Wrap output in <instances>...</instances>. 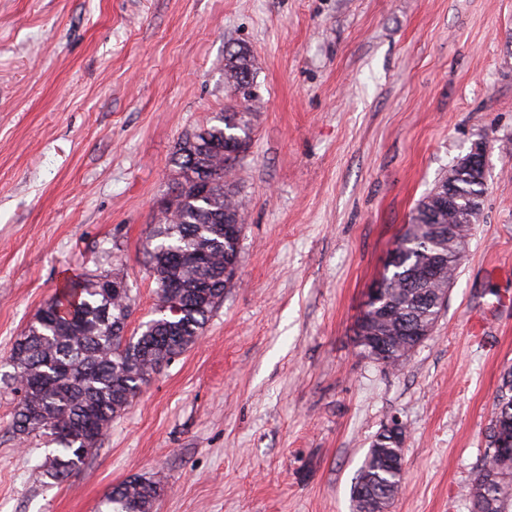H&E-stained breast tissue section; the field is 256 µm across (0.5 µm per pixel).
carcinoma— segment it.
<instances>
[{
  "mask_svg": "<svg viewBox=\"0 0 512 512\" xmlns=\"http://www.w3.org/2000/svg\"><path fill=\"white\" fill-rule=\"evenodd\" d=\"M254 60L243 52L230 55L224 64L225 85L241 92L246 107L224 112L216 123L184 136L171 158L179 193L170 201L161 224L153 231L160 242L147 252L148 269L156 284L158 303L173 295L183 314L173 320L157 308L158 317L142 326L131 343L124 332L131 298L119 274L75 278L67 281L38 311L35 320L16 340L11 353L12 378H20L21 399L13 416V430L20 436L51 438L55 445L46 458V476L64 481L85 464L100 445L112 418L124 410L148 385L152 375L196 342L212 310L224 298V266L240 256L236 237L216 235L215 229L242 223L244 204L227 182L224 150L247 149L252 123L247 103L253 92ZM195 178L211 181L202 197L188 188ZM484 183L459 173L455 187L448 177L418 203L408 228L397 240V255L385 269L381 283L394 309L386 321L371 320L356 334L359 352L371 354L369 336H398L419 322H435L444 308L436 294L431 304L420 301L416 270L435 254L447 258L439 270L440 283L456 277L469 243L468 216ZM457 208L448 215V192ZM460 225L459 241L430 232L415 231L417 224ZM495 412L486 430L487 447L497 441L495 422L512 420V369L505 372L494 397ZM403 472L384 468L367 455L351 486V500L374 501L387 507L401 488ZM162 481L133 479L116 485L105 496V512H151ZM470 512H512V465L487 455L484 467L465 491Z\"/></svg>",
  "mask_w": 512,
  "mask_h": 512,
  "instance_id": "carcinoma-1",
  "label": "carcinoma"
}]
</instances>
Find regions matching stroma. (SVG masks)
I'll list each match as a JSON object with an SVG mask.
<instances>
[{
    "label": "stroma",
    "instance_id": "stroma-1",
    "mask_svg": "<svg viewBox=\"0 0 512 512\" xmlns=\"http://www.w3.org/2000/svg\"><path fill=\"white\" fill-rule=\"evenodd\" d=\"M258 68L236 278L85 465L55 483L12 429L15 340L69 278L121 273L153 318L146 247L187 131ZM482 214L431 336L387 369L356 322L417 203L476 142ZM512 369V0H0V512H98L163 476L153 512H352L375 435L407 428L390 512L463 490Z\"/></svg>",
    "mask_w": 512,
    "mask_h": 512
}]
</instances>
